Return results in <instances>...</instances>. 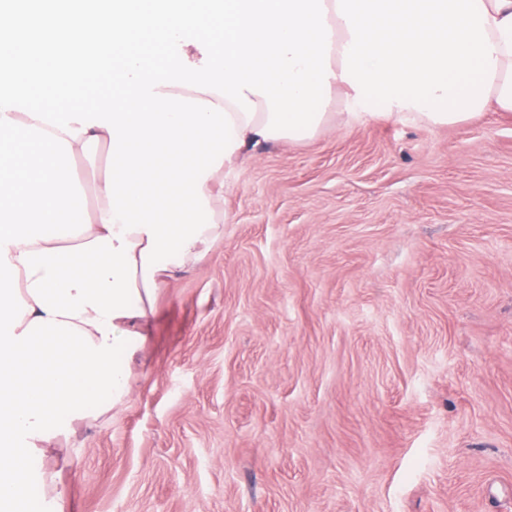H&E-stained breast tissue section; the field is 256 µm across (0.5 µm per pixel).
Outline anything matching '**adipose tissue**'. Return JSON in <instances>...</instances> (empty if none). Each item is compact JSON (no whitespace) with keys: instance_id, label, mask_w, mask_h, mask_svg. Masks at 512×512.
I'll list each match as a JSON object with an SVG mask.
<instances>
[{"instance_id":"obj_1","label":"adipose tissue","mask_w":512,"mask_h":512,"mask_svg":"<svg viewBox=\"0 0 512 512\" xmlns=\"http://www.w3.org/2000/svg\"><path fill=\"white\" fill-rule=\"evenodd\" d=\"M20 0L0 10V504L38 512L58 436L132 395V363L165 275L224 233V189L269 143L319 131L333 95L353 119L452 125L512 112V0ZM82 66L112 51L118 97L81 94L41 46ZM207 54L196 62L194 52ZM108 150L94 205L71 166Z\"/></svg>"}]
</instances>
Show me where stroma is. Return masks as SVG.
Masks as SVG:
<instances>
[{
    "mask_svg": "<svg viewBox=\"0 0 512 512\" xmlns=\"http://www.w3.org/2000/svg\"><path fill=\"white\" fill-rule=\"evenodd\" d=\"M264 147L45 512H512V113Z\"/></svg>",
    "mask_w": 512,
    "mask_h": 512,
    "instance_id": "1",
    "label": "stroma"
}]
</instances>
